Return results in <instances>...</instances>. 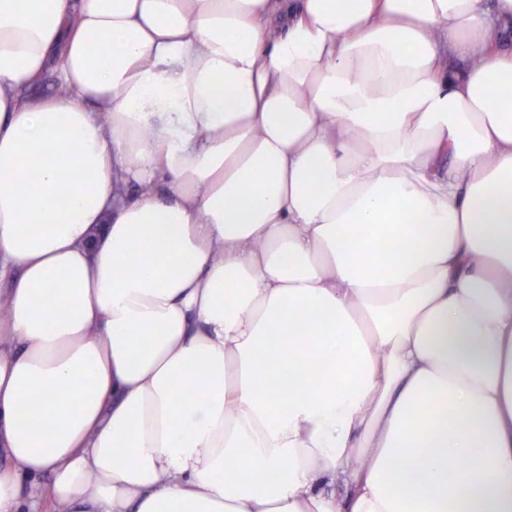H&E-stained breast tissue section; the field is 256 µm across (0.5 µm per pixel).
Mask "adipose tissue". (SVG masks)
I'll list each match as a JSON object with an SVG mask.
<instances>
[{
	"label": "adipose tissue",
	"instance_id": "adipose-tissue-1",
	"mask_svg": "<svg viewBox=\"0 0 512 512\" xmlns=\"http://www.w3.org/2000/svg\"><path fill=\"white\" fill-rule=\"evenodd\" d=\"M511 25L0 0V512H512Z\"/></svg>",
	"mask_w": 512,
	"mask_h": 512
}]
</instances>
